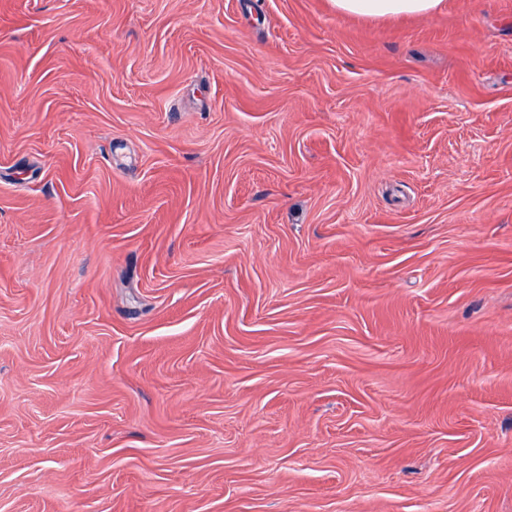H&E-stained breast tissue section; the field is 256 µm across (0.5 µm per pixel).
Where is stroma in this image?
<instances>
[{"instance_id": "stroma-1", "label": "stroma", "mask_w": 512, "mask_h": 512, "mask_svg": "<svg viewBox=\"0 0 512 512\" xmlns=\"http://www.w3.org/2000/svg\"><path fill=\"white\" fill-rule=\"evenodd\" d=\"M0 512H512V0H0ZM336 10L357 17L424 16L437 11L442 0H332Z\"/></svg>"}]
</instances>
